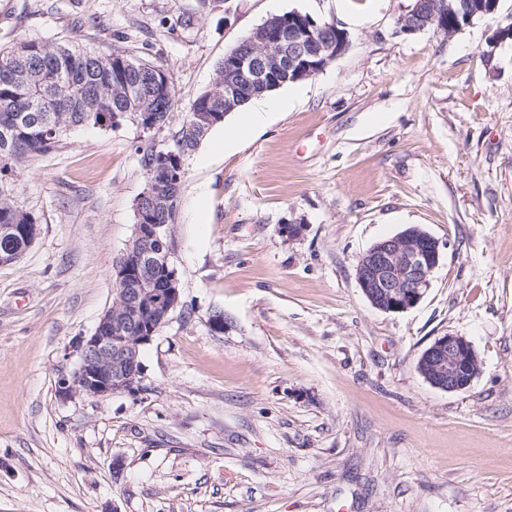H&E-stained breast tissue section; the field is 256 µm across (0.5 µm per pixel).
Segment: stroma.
<instances>
[{"instance_id": "stroma-1", "label": "stroma", "mask_w": 512, "mask_h": 512, "mask_svg": "<svg viewBox=\"0 0 512 512\" xmlns=\"http://www.w3.org/2000/svg\"><path fill=\"white\" fill-rule=\"evenodd\" d=\"M413 2L0 0L1 49L75 40L161 66L174 130L268 17L350 35L234 148L235 111L186 157L167 236L181 303L139 391L56 393L115 298L138 130L79 129L21 164L38 235L0 265V512H512V39L494 36L512 0L450 38L401 32ZM410 226L442 259L416 306L384 312L356 265ZM450 333L480 372L446 392L418 361Z\"/></svg>"}]
</instances>
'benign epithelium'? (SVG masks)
Wrapping results in <instances>:
<instances>
[{
    "mask_svg": "<svg viewBox=\"0 0 512 512\" xmlns=\"http://www.w3.org/2000/svg\"><path fill=\"white\" fill-rule=\"evenodd\" d=\"M498 0H476L470 5L465 23L496 12ZM447 8L441 0H414L400 18V29L408 34L435 28L452 36ZM275 31L266 23L242 40L230 57L224 73V106L238 99L239 86L266 83L270 73L288 57L293 79L315 77L349 46V33L335 23L296 24L292 17H279ZM224 119L217 112L191 113L194 128L205 129ZM162 184L149 177L135 202L136 224L126 254L114 273L115 299L99 319L94 332L77 345L78 362L61 373L56 392L60 399L87 398L103 401L109 396L133 392L141 387L144 371L138 360L140 348L148 345L180 304L177 270L171 252L163 243L167 225L145 224L148 204L160 201ZM441 259L440 243L419 228L407 229L373 245L359 259L356 278L364 296L384 312H404L414 307L430 284V276ZM162 267L168 278L154 287L151 274ZM420 372L433 387L443 391L467 388L478 373V360L471 343L463 336L449 334L437 338L420 362Z\"/></svg>",
    "mask_w": 512,
    "mask_h": 512,
    "instance_id": "benign-epithelium-1",
    "label": "benign epithelium"
}]
</instances>
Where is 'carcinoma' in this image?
I'll return each instance as SVG.
<instances>
[{"label":"carcinoma","mask_w":512,"mask_h":512,"mask_svg":"<svg viewBox=\"0 0 512 512\" xmlns=\"http://www.w3.org/2000/svg\"><path fill=\"white\" fill-rule=\"evenodd\" d=\"M165 73L159 66L118 51H90L75 41L48 44L26 38L7 50H0V252L22 255L28 247L26 225L36 223L31 213L17 202L14 183L20 165L59 148L77 128L112 129L128 122L145 125L143 115L154 118L158 128L142 134L149 145L140 151L146 175L160 181L167 192V205L150 214L155 224L174 223L185 170L170 168L162 152L194 151L203 136L187 124L172 133L171 143H155L169 128L171 112L177 105L173 78L170 91L160 90L154 77ZM94 93L96 100L85 107L75 99ZM190 104L201 110L224 111V96L203 91Z\"/></svg>","instance_id":"obj_1"}]
</instances>
